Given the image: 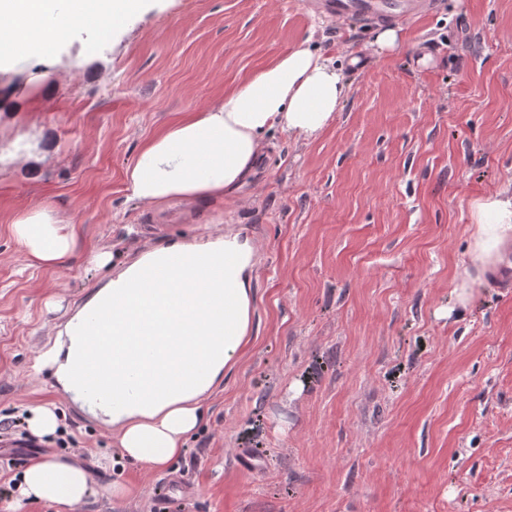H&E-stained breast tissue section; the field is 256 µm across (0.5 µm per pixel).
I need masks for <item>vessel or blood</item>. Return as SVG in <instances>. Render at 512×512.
I'll return each mask as SVG.
<instances>
[{
	"label": "vessel or blood",
	"mask_w": 512,
	"mask_h": 512,
	"mask_svg": "<svg viewBox=\"0 0 512 512\" xmlns=\"http://www.w3.org/2000/svg\"><path fill=\"white\" fill-rule=\"evenodd\" d=\"M309 5L336 20H367L374 23H392L427 15L438 7L437 0H309ZM156 331L157 324L149 316L141 318L131 328L133 338L129 343L130 349L123 352L119 361L127 393H134L135 384L141 379L149 342Z\"/></svg>",
	"instance_id": "vessel-or-blood-1"
}]
</instances>
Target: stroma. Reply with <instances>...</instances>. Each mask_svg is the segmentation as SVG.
Returning a JSON list of instances; mask_svg holds the SVG:
<instances>
[{
	"instance_id": "1",
	"label": "stroma",
	"mask_w": 512,
	"mask_h": 512,
	"mask_svg": "<svg viewBox=\"0 0 512 512\" xmlns=\"http://www.w3.org/2000/svg\"><path fill=\"white\" fill-rule=\"evenodd\" d=\"M379 30L301 0H144L112 28H73L52 66L0 69V485L60 457L98 491L81 512H512V288L470 260L473 201L512 196V0H440L397 24L392 50ZM427 42L439 53L423 66ZM302 43L347 87L329 128L271 132L233 198H131L145 139ZM47 203L82 227L54 270L11 231ZM202 228L253 246L251 330L157 470L120 457L112 427L31 366L110 273ZM93 248L111 271L89 264ZM45 402L56 435L14 444L7 428Z\"/></svg>"
}]
</instances>
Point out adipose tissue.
<instances>
[{
  "label": "adipose tissue",
  "mask_w": 512,
  "mask_h": 512,
  "mask_svg": "<svg viewBox=\"0 0 512 512\" xmlns=\"http://www.w3.org/2000/svg\"><path fill=\"white\" fill-rule=\"evenodd\" d=\"M0 0V52L44 62L49 46L92 17L124 20L141 0ZM345 96L341 76L309 46L299 45L256 71L223 98L186 113L144 141L126 171L132 199L154 207L174 200L225 199L253 177L266 136L280 129L307 139L335 119ZM476 224L471 258L485 267L504 262L512 244V196L492 195L473 204ZM13 235L34 263L55 268L72 253L76 226L48 205L30 208L12 222ZM253 248L239 237L175 243L145 253L98 289L65 325L66 344L40 359L52 363L75 400L116 430L122 456L159 469L183 452L202 418V400L221 383L247 342L251 321ZM155 315L164 327L150 353L139 393L118 401L124 382L113 362L117 337L94 347L90 318L111 315L117 334L136 312ZM95 374L97 397L82 382ZM19 498H34L79 512L95 489L77 462L40 458L19 475Z\"/></svg>",
  "instance_id": "ef3b65f1"
}]
</instances>
